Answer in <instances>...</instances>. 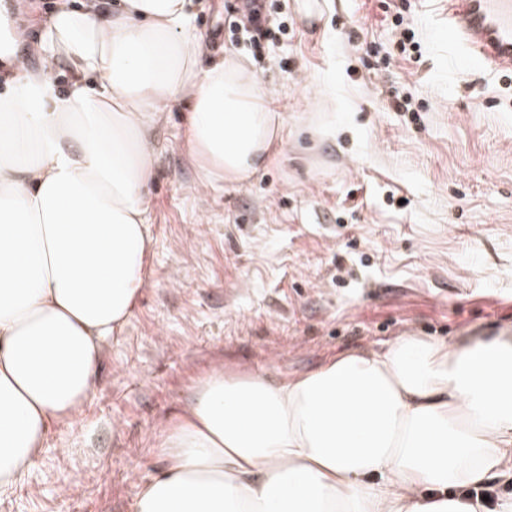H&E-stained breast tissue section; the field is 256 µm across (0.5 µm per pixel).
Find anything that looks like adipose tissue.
Masks as SVG:
<instances>
[{
	"label": "adipose tissue",
	"instance_id": "1",
	"mask_svg": "<svg viewBox=\"0 0 512 512\" xmlns=\"http://www.w3.org/2000/svg\"><path fill=\"white\" fill-rule=\"evenodd\" d=\"M192 21V0H59L26 28L0 7V495L142 292L160 114L186 103L205 185L247 182L282 137L273 93L239 55L201 63ZM160 446L132 512H512L485 497L512 481V325L210 373Z\"/></svg>",
	"mask_w": 512,
	"mask_h": 512
}]
</instances>
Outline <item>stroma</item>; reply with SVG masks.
I'll return each instance as SVG.
<instances>
[{
	"label": "stroma",
	"instance_id": "35a3bbf8",
	"mask_svg": "<svg viewBox=\"0 0 512 512\" xmlns=\"http://www.w3.org/2000/svg\"><path fill=\"white\" fill-rule=\"evenodd\" d=\"M232 2L196 0L194 29L212 56L250 62L284 138L249 182L204 188L185 105L163 113L142 297L0 512H132L165 465V423L212 370L278 379L406 332L452 341L512 323V74L449 52L448 0H410L421 49L387 66L375 53L398 34L383 0H323L310 22L274 0L285 30L258 56L232 39Z\"/></svg>",
	"mask_w": 512,
	"mask_h": 512
}]
</instances>
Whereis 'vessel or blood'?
I'll return each instance as SVG.
<instances>
[{"instance_id":"1","label":"vessel or blood","mask_w":512,"mask_h":512,"mask_svg":"<svg viewBox=\"0 0 512 512\" xmlns=\"http://www.w3.org/2000/svg\"><path fill=\"white\" fill-rule=\"evenodd\" d=\"M449 50L473 68L512 72V0H462L448 9Z\"/></svg>"}]
</instances>
